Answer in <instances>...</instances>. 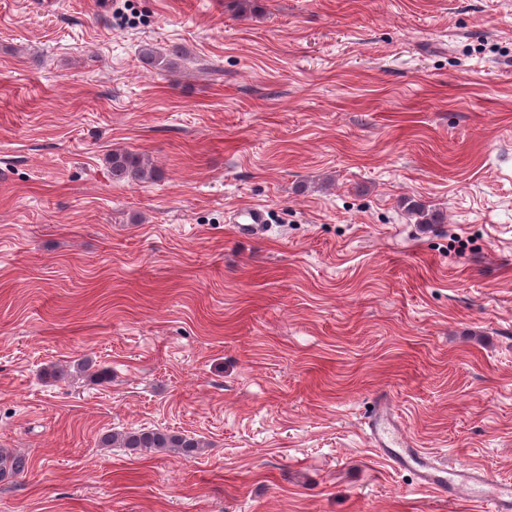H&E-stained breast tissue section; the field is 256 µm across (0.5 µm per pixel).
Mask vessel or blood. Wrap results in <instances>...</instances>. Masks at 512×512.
I'll return each instance as SVG.
<instances>
[{
  "mask_svg": "<svg viewBox=\"0 0 512 512\" xmlns=\"http://www.w3.org/2000/svg\"><path fill=\"white\" fill-rule=\"evenodd\" d=\"M233 221L243 237L267 231L266 207L248 205L238 210ZM368 439L398 469L414 474L420 486L451 495L462 494L483 506L485 512H512V483L495 479L485 469L438 461L419 448L410 447L401 423L390 413L385 399H376L367 422Z\"/></svg>",
  "mask_w": 512,
  "mask_h": 512,
  "instance_id": "1",
  "label": "vessel or blood"
}]
</instances>
